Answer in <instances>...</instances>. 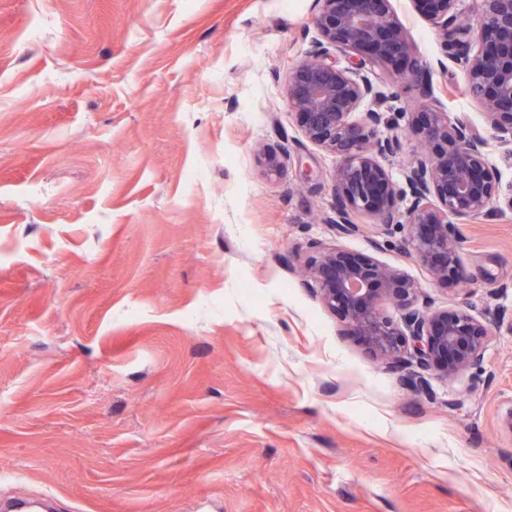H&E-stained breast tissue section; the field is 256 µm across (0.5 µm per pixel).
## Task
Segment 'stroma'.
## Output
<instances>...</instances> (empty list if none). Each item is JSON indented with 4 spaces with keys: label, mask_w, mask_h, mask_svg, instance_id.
<instances>
[{
    "label": "stroma",
    "mask_w": 512,
    "mask_h": 512,
    "mask_svg": "<svg viewBox=\"0 0 512 512\" xmlns=\"http://www.w3.org/2000/svg\"><path fill=\"white\" fill-rule=\"evenodd\" d=\"M450 117L488 138L463 68L392 0ZM314 0H0V499L53 512H512V331L425 389L304 285L319 247L395 268L433 309L512 319V211L460 227L443 288L357 216L286 91ZM395 183L421 101L379 65ZM279 154L267 178L258 151Z\"/></svg>",
    "instance_id": "obj_1"
}]
</instances>
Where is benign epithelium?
I'll list each match as a JSON object with an SVG mask.
<instances>
[{
	"label": "benign epithelium",
	"mask_w": 512,
	"mask_h": 512,
	"mask_svg": "<svg viewBox=\"0 0 512 512\" xmlns=\"http://www.w3.org/2000/svg\"><path fill=\"white\" fill-rule=\"evenodd\" d=\"M437 27L444 57L463 66L466 93L482 108L497 133L500 156L512 162V0H474L478 21L457 23L458 0H412ZM316 27L329 45L366 55L396 83L417 81L428 103L420 105L409 128L434 148L414 160L398 186L383 163L398 146L381 139L386 94L356 67H339L327 48L317 47L288 81L287 100L307 138L340 159L334 175L336 209L330 222L337 234L360 231L354 222L369 215L387 229L405 231L406 253L427 265L437 284L466 278L460 263V224L493 211L512 210V186L501 191L490 176L486 139L468 123L453 120L430 102L427 65L414 56L391 0H317ZM374 107L355 118L365 102ZM409 201L405 213L398 202ZM307 285L328 309L339 311L369 352L396 372L409 371L412 384L426 385L420 372L435 368L446 378L479 366L494 334L475 317L466 299L457 308L419 306L421 289L399 271L336 247L322 248L307 268ZM384 299L402 311V324L380 309Z\"/></svg>",
	"instance_id": "1"
}]
</instances>
